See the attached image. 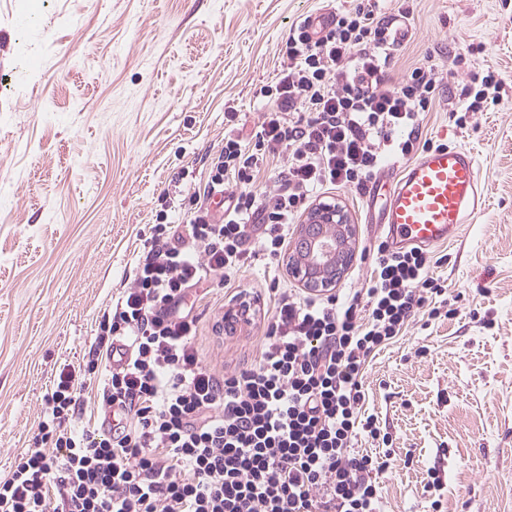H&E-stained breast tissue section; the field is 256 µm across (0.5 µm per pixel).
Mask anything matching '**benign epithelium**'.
Here are the masks:
<instances>
[{
    "mask_svg": "<svg viewBox=\"0 0 512 512\" xmlns=\"http://www.w3.org/2000/svg\"><path fill=\"white\" fill-rule=\"evenodd\" d=\"M354 234V225L341 204L314 208L288 260L291 272L309 289L326 291L335 286L353 261Z\"/></svg>",
    "mask_w": 512,
    "mask_h": 512,
    "instance_id": "7a95c632",
    "label": "benign epithelium"
}]
</instances>
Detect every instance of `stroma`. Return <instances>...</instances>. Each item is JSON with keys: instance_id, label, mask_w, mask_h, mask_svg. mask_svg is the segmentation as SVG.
<instances>
[{"instance_id": "35a3bbf8", "label": "stroma", "mask_w": 512, "mask_h": 512, "mask_svg": "<svg viewBox=\"0 0 512 512\" xmlns=\"http://www.w3.org/2000/svg\"><path fill=\"white\" fill-rule=\"evenodd\" d=\"M350 0H0V477L32 447L43 397L88 354L96 318L131 281L158 212L185 223L182 201L205 185L224 146L225 112L244 137L291 26ZM408 33L388 72L423 56L448 71L447 101L423 133L469 149L480 204L459 238L433 247L457 313L383 349L365 376L367 409L388 433L385 512H512V0H409ZM504 79L495 111L451 118L470 67ZM344 205L355 255L339 288L370 274L377 238L359 192ZM301 289L287 260L256 258L232 285L186 299L207 364L231 371L257 356L271 284ZM253 321L225 329L233 292ZM440 490L425 491L428 470Z\"/></svg>"}]
</instances>
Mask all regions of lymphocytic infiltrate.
<instances>
[{"mask_svg": "<svg viewBox=\"0 0 512 512\" xmlns=\"http://www.w3.org/2000/svg\"><path fill=\"white\" fill-rule=\"evenodd\" d=\"M381 0H358L320 32L291 28L253 143L233 136L210 163L190 218L159 215L132 281L102 313L95 344L67 364L44 397L33 448L0 479V512H383L377 474L393 465L362 448L378 441L364 408L375 353L417 314L448 305L434 261L418 247L370 243L362 288L312 298L271 288L272 314L254 364L222 372L193 346L192 288L239 279L255 254L279 261L291 224L318 189H366L388 156L432 148L421 116L448 73L431 58L392 83L395 39ZM504 81L483 73L461 91L465 113L501 99ZM286 165L260 195L247 190L271 158ZM224 196L216 214L213 194ZM123 343L125 365L101 352ZM96 391L108 429L80 426L82 393Z\"/></svg>", "mask_w": 512, "mask_h": 512, "instance_id": "lymphocytic-infiltrate-1", "label": "lymphocytic infiltrate"}]
</instances>
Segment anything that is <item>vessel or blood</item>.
Here are the masks:
<instances>
[{
  "label": "vessel or blood",
  "instance_id": "obj_1",
  "mask_svg": "<svg viewBox=\"0 0 512 512\" xmlns=\"http://www.w3.org/2000/svg\"><path fill=\"white\" fill-rule=\"evenodd\" d=\"M368 201H382L380 224L392 248L432 247L454 240L479 204V169L466 148L424 151L393 179L372 181Z\"/></svg>",
  "mask_w": 512,
  "mask_h": 512
}]
</instances>
